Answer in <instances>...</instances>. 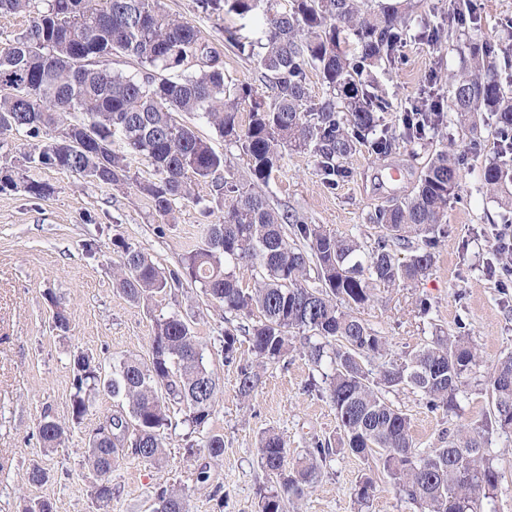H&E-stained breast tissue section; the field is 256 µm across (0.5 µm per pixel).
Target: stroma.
I'll return each instance as SVG.
<instances>
[{"mask_svg": "<svg viewBox=\"0 0 512 512\" xmlns=\"http://www.w3.org/2000/svg\"><path fill=\"white\" fill-rule=\"evenodd\" d=\"M173 16L194 24L221 53L224 76L235 84L265 94V83L253 60L224 42V30L240 29L249 40L265 30L261 12L240 17L202 13L196 0H162ZM477 24L432 44L412 27L392 63L371 68L365 76L373 91L392 103L381 113L380 130L394 131L410 103L438 97L447 101L446 73L461 65L460 49L471 38L492 37L512 50V0H475ZM454 145L464 158L457 194L448 204L447 235L434 250V263L420 282L400 288L376 287L372 301L361 308L365 322L387 341L384 356L366 361L377 370L402 361L423 347L436 331L468 336L480 354L475 376L458 396L459 408L449 413L429 411L419 393L398 387L387 400L411 421L417 448H435L445 429L480 422L490 410L487 377L502 357L512 354V275L498 270L496 238L512 225V211L501 208L480 183V171L490 158L494 139L489 122L471 135L447 122L428 146H397L391 155L371 147L345 160L348 177L327 186L312 150H289L274 171L266 195L278 208L303 215L336 235L355 236L373 244L378 228L368 213L388 200L407 194L432 149ZM36 141L25 135L0 139V172L16 184L0 189V512H21L24 502L50 499L56 512H95L89 490L96 476L85 460L89 436L106 415L121 407L120 399L102 392L80 421L71 419L74 353L97 357L112 369L129 355L149 354L153 318L178 312L192 325L204 345L208 368L222 392L214 415L198 430H190L182 412L171 415L165 441L167 463L156 468L124 450L112 472L115 493L111 512H150L163 489L185 495L189 512H256L259 493L268 487L257 446L262 432L272 430L284 440L290 463L303 461L315 441L337 450L320 465V475L290 512H421L419 505L400 499L386 477L366 507H358L354 488L367 472L366 461L339 448V420L326 392L322 369L300 351L267 365L262 383L249 399L237 393L238 365L252 361L247 335H240L238 363H225L222 332L227 325L221 308L195 286H184L155 297L150 306L129 302L112 284L117 256L112 242L125 240L149 253L167 269L201 241L205 225L218 222L188 203L177 221L162 224L147 198L127 187L84 179L78 174L28 162ZM50 186L42 199L32 198L26 183ZM429 312H421L420 301ZM70 315V328L52 327L57 307ZM65 423L61 447L46 451L38 435L43 417ZM208 433L224 437V453H188L189 441ZM502 488L494 512H512V433L494 435L489 446ZM49 472L40 485L29 483L33 466ZM206 482H198L199 471Z\"/></svg>", "mask_w": 512, "mask_h": 512, "instance_id": "obj_1", "label": "stroma"}]
</instances>
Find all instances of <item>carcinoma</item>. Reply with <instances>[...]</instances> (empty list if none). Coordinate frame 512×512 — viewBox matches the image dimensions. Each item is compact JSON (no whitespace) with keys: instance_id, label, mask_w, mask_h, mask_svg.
I'll use <instances>...</instances> for the list:
<instances>
[{"instance_id":"obj_1","label":"carcinoma","mask_w":512,"mask_h":512,"mask_svg":"<svg viewBox=\"0 0 512 512\" xmlns=\"http://www.w3.org/2000/svg\"><path fill=\"white\" fill-rule=\"evenodd\" d=\"M265 4L261 51L247 49L237 29L224 30L225 42L248 53L266 79L270 94L252 97L248 85L230 89L220 52L188 21L170 17L161 0H0V15L26 18V27L0 50V119L13 132L51 141L36 147L31 162L73 173L85 170L97 182L131 186L146 197L155 214L176 223L179 206L208 202L224 211V221L208 224L201 243L186 252L178 268L165 270L148 253L114 241L120 260L113 268L117 290L131 303L149 306L155 296L185 282L199 285L224 312L251 321L245 329L257 365L239 368L238 392L257 391L256 367L275 363L295 349L315 366L329 361L326 391L336 410L341 444L372 460L400 498L423 512H483L497 496L499 473L488 454L495 433L512 432V354L498 361L488 384L492 410L472 427L444 433L441 446L416 448L410 419L383 392L409 386L431 410H458V395L479 365L477 349L459 335L437 334L401 362L375 374L364 365L386 342L357 315L377 285L419 282L433 263L432 248L444 236L448 203L455 197L464 158L436 152L410 193L374 210L368 223L380 234L366 246L356 237H338L309 224L294 211L272 207L260 187L280 167L287 149L312 148L324 182L343 177L341 159L369 145L388 152L414 145L442 129L448 120L439 104L417 105L402 118L399 132L376 134L378 113L389 103L367 90L364 71L394 59L411 28L409 8L400 0H198L202 12L246 15ZM475 22L466 0H455L444 17L450 31ZM139 66L127 75L112 70V57ZM320 73L326 96L313 103L307 72ZM449 111L460 126L493 120L498 157L482 168V185L512 210V55L491 39L467 42L462 68L448 75ZM251 99L248 124L239 125L242 101ZM75 112L82 119L69 121ZM206 119L225 141L248 158L250 183L228 186L224 154L179 119ZM129 154L144 157L153 178L130 175ZM211 183L205 199L188 176ZM409 255L400 259L395 251ZM254 272L252 289L241 287L238 266ZM318 284L309 285L310 268ZM238 328L224 329V362L237 359ZM104 390L126 402L88 440L87 461L96 474L91 496L98 512H109L112 471L121 448L160 467L171 426L170 406H183L184 422L198 429L216 411L219 384L208 369L204 349L191 325L173 312L153 318L149 358L123 359L112 374L89 353L74 358L72 418L80 420L94 395ZM38 433L44 447L63 440L65 428L45 417ZM224 453V436L212 434L188 449ZM334 452L315 442L309 459L288 466L282 438L265 431L258 453L276 485L264 490L259 512H285L319 476L318 462ZM377 490L374 469L354 489L361 506ZM154 512H188L183 495L157 494Z\"/></svg>"}]
</instances>
